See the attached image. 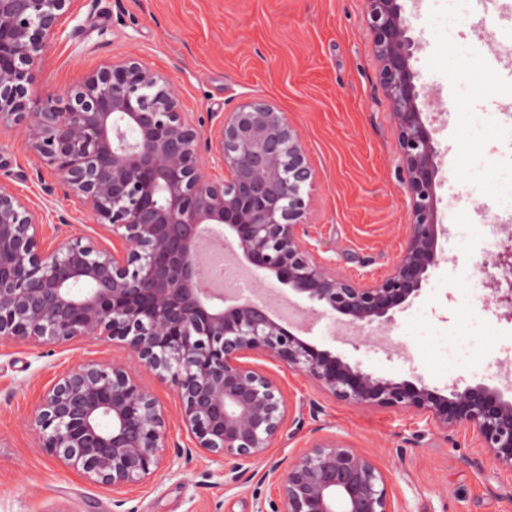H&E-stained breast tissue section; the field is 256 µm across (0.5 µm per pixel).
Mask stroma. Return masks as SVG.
Returning <instances> with one entry per match:
<instances>
[{"mask_svg": "<svg viewBox=\"0 0 512 512\" xmlns=\"http://www.w3.org/2000/svg\"><path fill=\"white\" fill-rule=\"evenodd\" d=\"M411 41L410 67L424 120L436 119V218L441 259L420 294L397 309L383 337L334 339L331 316H309L307 341L374 376L448 385H496L495 359L512 356V319L490 302L485 265L499 244L483 227L512 225L499 202L512 172V86L485 84L479 40H502L512 12L499 0H470L463 17L446 0H400ZM365 0H75L61 36L34 70V98L73 90L104 62L135 58L161 74L203 135L240 102L284 112L317 171L310 244L336 269L361 281L381 278L401 250L409 197L395 148L392 107L378 82ZM26 129L0 128V182L42 212L43 247L83 238L111 245L82 201L60 190L59 175L25 148ZM54 193H47V186ZM67 223L57 224V215ZM468 328L470 356L449 360L448 336ZM123 363L143 374L167 418L166 465L119 491L95 483L42 448L31 420L65 371L89 362ZM251 365L279 383L290 406L313 402L301 426L285 425L261 462L238 482L224 462L194 448L180 420L175 385L144 373L123 346L82 336L33 347L0 340V512H257L280 504L263 476L287 468L312 440L335 439L371 458L387 477L400 512H512V478L477 448L471 433L443 431L405 410L335 400L310 377L254 354Z\"/></svg>", "mask_w": 512, "mask_h": 512, "instance_id": "1", "label": "stroma"}]
</instances>
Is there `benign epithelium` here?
Returning <instances> with one entry per match:
<instances>
[{
    "mask_svg": "<svg viewBox=\"0 0 512 512\" xmlns=\"http://www.w3.org/2000/svg\"><path fill=\"white\" fill-rule=\"evenodd\" d=\"M73 0H0V125L27 127L26 149L56 171L66 191L112 228L121 250L71 239L47 252L43 219L0 183V339L62 344L101 336L170 379L195 447L241 462L265 458L289 409L278 383L245 358L257 353L313 378L334 398L407 410L437 427L472 433L512 477V387L444 392L375 377L286 328L251 299L226 304L194 288L201 224L257 271L295 296L338 313L359 333L392 322L439 261L435 129L422 119L399 0H365L379 84L390 101L395 145L410 199V232L392 269L361 282L336 272L305 237L316 178L298 132L269 103L246 101L203 139L167 80L138 59L107 62L66 99L31 95L34 63ZM224 179L203 172L200 144ZM490 299L512 317V247L491 260ZM33 427L42 447L112 489L149 479L162 464L166 417L142 378L125 366L87 363L47 389ZM283 512H398L384 473L336 440H316L287 469L269 471Z\"/></svg>",
    "mask_w": 512,
    "mask_h": 512,
    "instance_id": "7a95c632",
    "label": "benign epithelium"
}]
</instances>
